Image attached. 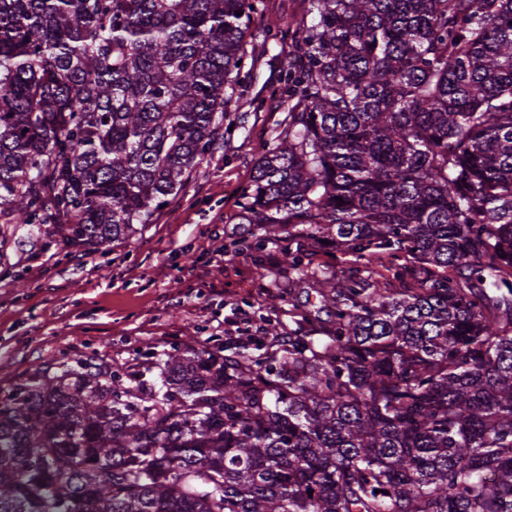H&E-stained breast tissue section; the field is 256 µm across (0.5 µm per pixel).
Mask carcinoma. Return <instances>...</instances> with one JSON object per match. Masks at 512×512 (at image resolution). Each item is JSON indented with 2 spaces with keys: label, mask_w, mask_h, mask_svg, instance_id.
Here are the masks:
<instances>
[{
  "label": "carcinoma",
  "mask_w": 512,
  "mask_h": 512,
  "mask_svg": "<svg viewBox=\"0 0 512 512\" xmlns=\"http://www.w3.org/2000/svg\"><path fill=\"white\" fill-rule=\"evenodd\" d=\"M256 13L0 0L3 223L128 241L258 109L227 94ZM286 33L287 129L240 208L288 226L331 327L37 369L0 398V512H512V0H307Z\"/></svg>",
  "instance_id": "carcinoma-1"
}]
</instances>
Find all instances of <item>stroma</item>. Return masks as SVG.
<instances>
[{
  "mask_svg": "<svg viewBox=\"0 0 512 512\" xmlns=\"http://www.w3.org/2000/svg\"><path fill=\"white\" fill-rule=\"evenodd\" d=\"M304 6L263 0L245 37L258 65L232 93L258 98L261 108L227 118L219 148L128 243L84 252L64 248L54 226L12 225L0 242V388L62 352L135 367L174 348L231 354L239 334L264 336L270 322L288 331L301 312L331 323L311 282L284 263L287 236L256 254L248 246L258 225L239 221L241 191L287 116L275 90L291 40L266 33ZM271 254L278 269L256 268L255 258Z\"/></svg>",
  "mask_w": 512,
  "mask_h": 512,
  "instance_id": "obj_1",
  "label": "stroma"
}]
</instances>
